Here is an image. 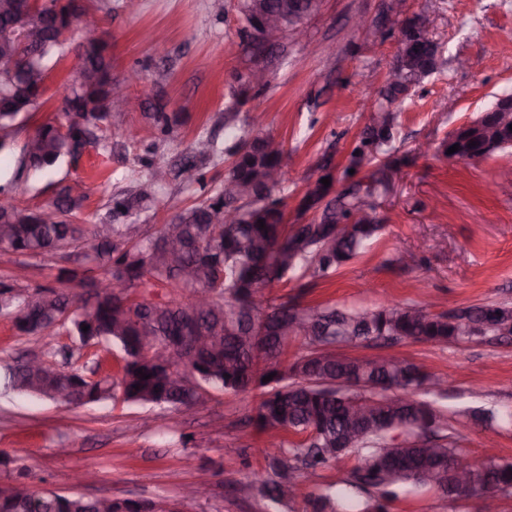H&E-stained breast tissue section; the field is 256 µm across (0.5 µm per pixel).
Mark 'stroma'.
<instances>
[{"label": "stroma", "mask_w": 512, "mask_h": 512, "mask_svg": "<svg viewBox=\"0 0 512 512\" xmlns=\"http://www.w3.org/2000/svg\"><path fill=\"white\" fill-rule=\"evenodd\" d=\"M98 19L112 56V77L129 87L119 119L137 130L138 144L112 138V154L97 172L61 163L48 175L18 174L22 147L35 128L53 117L75 64L74 55L53 63L43 104L18 126L9 152L0 155V185H17L31 210L50 202L58 184L81 181V216L95 221L117 189L146 179L138 161L156 146L157 159L173 165L202 136L224 138V115L238 113L245 128L271 132L285 145L284 198L289 223L306 222L300 201L320 175L316 163L329 156L342 172L370 124L369 96L385 84L401 48L407 20L427 15V36L438 46L436 70L393 106L394 140L388 187L374 217L383 230L366 251L329 280H295L271 288L274 296L298 297L305 305H417L433 313L483 304L512 306V150L472 163L445 158L439 147L457 127L475 119L495 97L512 92V0H406L404 13L382 15L383 0H325L309 20L304 41L288 43L269 61L263 88L232 97L254 58L238 34L235 0H224L216 20L213 0H83ZM373 24L365 34L358 16ZM163 108L177 122L161 137L151 115ZM60 258L22 261L0 251V279L29 287L56 286ZM65 336L16 335L0 315V359L46 355L67 345ZM359 359L402 355L447 380L438 405L458 435L463 452L482 459L494 449L512 459V423L492 427L467 419L483 406L512 414V337L495 334L469 343L401 340L382 346L342 347ZM255 392L210 391L200 408L174 413L156 405L110 400L73 406L24 396H0V484L28 468L35 488L64 493L75 472L89 480V497H179L199 469L210 482L185 501L183 512H264L250 473L267 468L265 450L281 439L251 418ZM351 453L314 473L298 472L300 496L339 487L357 464Z\"/></svg>", "instance_id": "obj_1"}]
</instances>
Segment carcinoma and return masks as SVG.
Wrapping results in <instances>:
<instances>
[{
	"mask_svg": "<svg viewBox=\"0 0 512 512\" xmlns=\"http://www.w3.org/2000/svg\"><path fill=\"white\" fill-rule=\"evenodd\" d=\"M78 0H40L30 24L58 25L57 38L45 43L15 46L14 65L0 63V151L10 148L18 126V113L6 109L14 90L12 69L22 72L32 99L31 111L41 99L52 60L64 55L67 34L82 12ZM265 11L302 13L311 0H260ZM77 66L70 73L64 105L54 117L33 133L37 151L30 154V170L42 174L53 170L69 156L77 154V143L86 139L97 151L112 153L110 142L99 126L103 114L112 111V59L106 41L86 49L75 48ZM406 85L398 79L381 92L378 106L383 120L369 126L350 153L349 170L363 161L371 164L389 152L393 140L394 116L390 106ZM68 128V134L61 133ZM224 131L231 142L219 149L210 138H199L180 168L170 179L198 193L193 203L176 213L166 224L138 223L141 213L154 205L168 182L157 180L161 164L155 156L140 161L149 177L134 186L114 193L94 224H80L77 215L85 194L62 196L51 203L57 220L51 224L39 213L0 203V226L11 233L0 235V249L26 259L45 256L68 257L80 251L75 266L58 268L63 289L38 287L31 290L13 282L0 281V314L11 316L20 336H42L53 332L84 343L90 337L103 346L97 364L106 363L113 351L122 354L115 372L91 384L87 394L93 402L120 399L132 404H157L175 410L186 401L200 403L209 389L240 393L260 390L252 417L262 429H278L294 436L276 445L269 469L251 472L258 495L276 506L290 509L296 492L284 495L283 485L292 484L291 473L303 469L316 472L330 462L356 451L359 462L342 481V486L311 494L304 499L305 512H387L388 504L404 492H434L452 497V481L444 475L435 483L423 475L439 467L450 469L457 458L464 460L469 477L470 496L480 498L491 490L512 489V461L488 456L471 460L464 455L454 433L449 431L444 412L423 389L428 374L412 360H400L395 367L336 355L339 345L378 340L411 339L437 344L476 341L490 330L482 320L497 315L501 332L512 319V307L501 304L471 306L472 332L458 333L457 325L443 314L420 313L409 306H381L348 310L334 305L302 306L282 297H268L258 305L249 302L252 288L288 284L310 277L324 281L338 268L362 253L376 237L381 225L370 217L346 224L339 236L325 239L326 224L353 218L362 206L386 188L387 180L371 173L358 187L346 188L324 201L329 188L316 181L307 191L303 206L314 211L312 223L297 230L285 222V202L274 196L275 184L266 176L282 174L284 147L269 149L275 138L260 129L238 127V113H224ZM231 158L224 182L208 186L205 169L221 154ZM241 182L253 189L254 196L241 202L244 220L215 224L212 216L224 213V184ZM264 223H258V220ZM110 229L107 240L99 238L98 228ZM178 238L182 249L169 259L156 256L158 243ZM194 267L203 270L200 282L187 281L181 271ZM103 270V279L112 280L111 290L93 295L86 290ZM205 289L210 297L204 308H195L194 294ZM298 312L312 317L321 330L295 327L255 350L226 341L229 327L260 333ZM188 319L197 320L211 340L209 357L196 361L193 347L184 343L173 347ZM89 330H82L83 326ZM299 345L303 353L288 360V347ZM168 353L166 364L155 354ZM64 354L65 362L46 359V367L33 369L21 362L0 364V396L27 395L40 399L52 393H75L83 385V374L72 364L73 349L67 345L51 352ZM368 376L370 386L358 390L339 382L358 373ZM149 378L144 379L142 375ZM273 375L264 383L262 379ZM370 399L376 412L364 421L361 435L344 448L336 447L350 425L357 402ZM403 428L406 444L388 447V429ZM0 512H98L94 503L74 495L29 487L23 499L14 496L12 485L0 486Z\"/></svg>",
	"mask_w": 512,
	"mask_h": 512,
	"instance_id": "carcinoma-1",
	"label": "carcinoma"
}]
</instances>
